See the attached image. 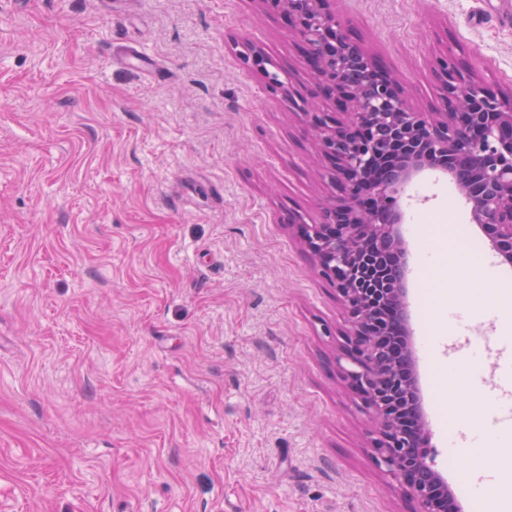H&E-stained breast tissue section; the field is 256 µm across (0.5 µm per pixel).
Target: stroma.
Returning <instances> with one entry per match:
<instances>
[{
	"instance_id": "stroma-1",
	"label": "stroma",
	"mask_w": 512,
	"mask_h": 512,
	"mask_svg": "<svg viewBox=\"0 0 512 512\" xmlns=\"http://www.w3.org/2000/svg\"><path fill=\"white\" fill-rule=\"evenodd\" d=\"M402 83L440 103L446 40L512 89V0H336ZM314 86L262 0H0V512H414L336 365V290L288 223L333 188L312 131L248 59ZM138 49L149 60L131 64ZM408 302L427 449L489 391L448 270L482 241L462 198L407 190Z\"/></svg>"
}]
</instances>
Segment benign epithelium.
Returning <instances> with one entry per match:
<instances>
[{"mask_svg":"<svg viewBox=\"0 0 512 512\" xmlns=\"http://www.w3.org/2000/svg\"><path fill=\"white\" fill-rule=\"evenodd\" d=\"M284 13L302 44L315 89L300 115L314 132L334 194L309 223L288 220L350 324L339 360L375 423L371 445L417 502L416 512H457L447 482L417 449L428 438L407 301L405 189L426 170L447 176L491 251L512 265V92L478 75L447 44L434 69L442 106L417 112L403 86L336 18L334 0H263ZM396 336L394 368L379 342Z\"/></svg>","mask_w":512,"mask_h":512,"instance_id":"7a95c632","label":"benign epithelium"}]
</instances>
